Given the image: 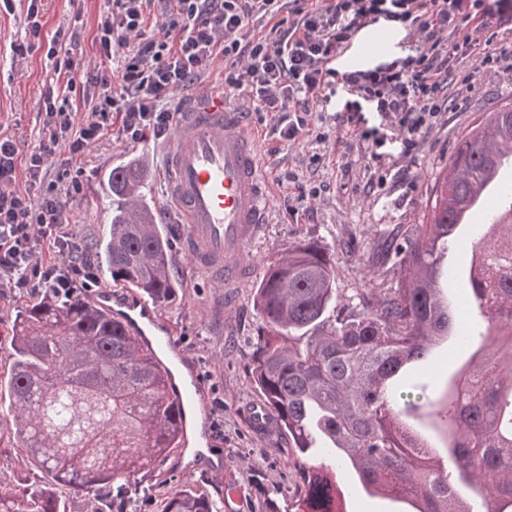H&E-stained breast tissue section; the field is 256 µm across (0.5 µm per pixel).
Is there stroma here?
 Here are the masks:
<instances>
[{
  "label": "stroma",
  "mask_w": 512,
  "mask_h": 512,
  "mask_svg": "<svg viewBox=\"0 0 512 512\" xmlns=\"http://www.w3.org/2000/svg\"><path fill=\"white\" fill-rule=\"evenodd\" d=\"M107 0H43L42 37L56 31L79 29L81 41L73 59L83 69L99 67L92 44L97 19ZM27 0H16L13 12L0 13V133L20 140L33 139L39 128L36 112L47 85L56 79L54 66L39 49L25 57L10 55V43L25 35ZM386 37L378 53L360 48L373 34ZM417 43L404 24L378 17L356 32L343 56L346 66L368 69L416 55ZM350 94L332 96L327 111L315 113L304 140L288 144L279 135L277 116L251 113L248 124L259 135V146L270 171L274 194L271 222L255 245L257 260L301 241L325 245L336 258V296L346 300L360 288H398L401 272L385 259L377 244L395 225L423 221L429 191L458 138L482 113L512 102V84L478 76L475 89L457 81L448 90V109L423 130L411 154H400L388 137V127L377 114L362 110L349 121L344 107ZM374 128L378 138L364 140L361 130ZM327 140H320V133ZM160 139L146 136L126 142L119 128L107 135L104 149L82 160L84 191L76 203L71 230L77 237L102 238L111 221L107 172L133 156L145 157L150 170L148 192L161 201L166 192ZM182 287L176 300L160 311L177 349L195 361L205 390L204 416L213 438L212 451L223 455L227 477L210 471L207 463L187 468L181 455L169 457L155 472L139 476L146 494L140 512H156L160 499L179 482L189 480L213 500L223 501L224 512H297L305 492L307 473L315 463L335 469L338 500L343 512H414L413 503L369 494L358 475L336 468L329 458L315 460L288 448L283 436L253 434L247 413L261 397L251 378L256 338L262 320L254 303V288H242L232 312L214 313L224 291L204 275L194 273L184 254L174 256ZM475 336L469 345L442 337L431 348L439 364L440 383L430 393L443 402L448 379L479 349L481 317H473ZM12 416L0 408V482L36 477V470L13 449Z\"/></svg>",
  "instance_id": "35a3bbf8"
}]
</instances>
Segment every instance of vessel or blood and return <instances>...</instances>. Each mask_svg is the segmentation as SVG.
<instances>
[{
  "instance_id": "vessel-or-blood-1",
  "label": "vessel or blood",
  "mask_w": 512,
  "mask_h": 512,
  "mask_svg": "<svg viewBox=\"0 0 512 512\" xmlns=\"http://www.w3.org/2000/svg\"><path fill=\"white\" fill-rule=\"evenodd\" d=\"M246 115L224 103L223 89H206L177 102L170 138L163 146L167 190L159 209L177 216L182 248L198 272L219 280L232 303L255 267L252 250L269 222V181ZM156 355L172 350L156 304L130 294L113 312ZM183 410L202 405L199 380L175 385Z\"/></svg>"
}]
</instances>
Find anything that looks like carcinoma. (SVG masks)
I'll use <instances>...</instances> for the list:
<instances>
[{
  "label": "carcinoma",
  "instance_id": "carcinoma-1",
  "mask_svg": "<svg viewBox=\"0 0 512 512\" xmlns=\"http://www.w3.org/2000/svg\"><path fill=\"white\" fill-rule=\"evenodd\" d=\"M512 157V102L486 113L457 141L428 200L427 222L385 240L404 272L402 287L372 301L362 292L336 305V263L316 242L267 258L255 303L264 330L252 369L264 406L288 447L312 448L355 470L370 492L409 499L416 512H512V211L497 224L460 225L501 160ZM148 164L131 158L108 173L112 218L98 252L112 283L162 307L181 281L156 204L146 197ZM469 266L462 285L486 322L476 358L448 382L442 448L411 423L431 407L425 387L391 383L426 361L458 325L443 289L448 252L461 229ZM12 363L0 378L16 447L46 480L0 486V512H65L58 487L86 497L88 512H136L131 478L179 448L182 409L168 370L96 301L44 289L17 310ZM158 512H222L189 483ZM299 512H336V488L308 471Z\"/></svg>",
  "mask_w": 512,
  "mask_h": 512
}]
</instances>
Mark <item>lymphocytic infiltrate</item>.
I'll use <instances>...</instances> for the list:
<instances>
[{
	"instance_id": "1",
	"label": "lymphocytic infiltrate",
	"mask_w": 512,
	"mask_h": 512,
	"mask_svg": "<svg viewBox=\"0 0 512 512\" xmlns=\"http://www.w3.org/2000/svg\"><path fill=\"white\" fill-rule=\"evenodd\" d=\"M93 43L101 72L77 70L60 59L59 41L46 57L66 78L65 91L47 87L38 134L23 144L0 136V294L52 288L72 294L97 287L81 244L70 231L83 192L73 162L98 148L121 119L126 140L145 132L167 135L178 93L224 66V89L254 111L278 116L286 142L310 131L314 113L331 100L334 85L361 97L380 114L403 151L431 126L448 103V82L470 56L487 16L512 15V0H332L321 9L305 0H111ZM404 23L416 37L417 56L374 69L341 71L336 59L352 32L377 16ZM272 23L256 37L257 20ZM25 189L14 186L17 164Z\"/></svg>"
}]
</instances>
